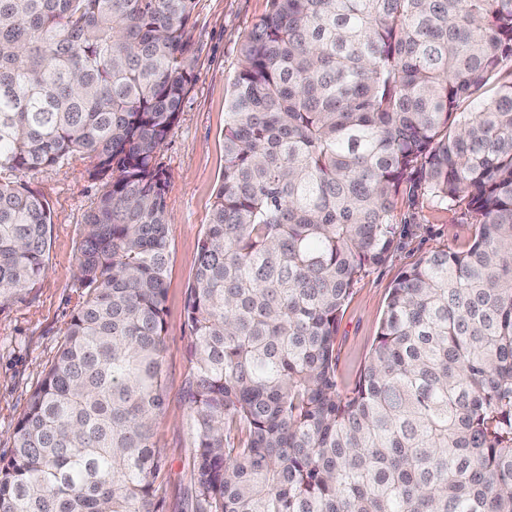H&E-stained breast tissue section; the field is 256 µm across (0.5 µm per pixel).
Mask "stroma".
I'll return each instance as SVG.
<instances>
[{
	"mask_svg": "<svg viewBox=\"0 0 512 512\" xmlns=\"http://www.w3.org/2000/svg\"><path fill=\"white\" fill-rule=\"evenodd\" d=\"M270 0H195L190 35L195 65L179 119L158 161L169 174V264L166 279L165 403L152 441L166 466L160 477L164 512H191L193 438L187 394L191 381L190 336L185 319L198 240L224 172V112L239 67L244 36L265 16ZM83 162L45 169L30 183L47 201L51 237L48 271L34 288L0 308V457L27 401L55 355L80 294L73 275L75 253L87 213L103 189ZM396 237L390 257L358 279L338 326L337 381L350 391L373 347L389 292L397 278L440 250L463 251L476 226L462 204H437L403 186L393 212Z\"/></svg>",
	"mask_w": 512,
	"mask_h": 512,
	"instance_id": "obj_1",
	"label": "stroma"
}]
</instances>
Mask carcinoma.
Returning <instances> with one entry per match:
<instances>
[{
  "label": "carcinoma",
  "mask_w": 512,
  "mask_h": 512,
  "mask_svg": "<svg viewBox=\"0 0 512 512\" xmlns=\"http://www.w3.org/2000/svg\"><path fill=\"white\" fill-rule=\"evenodd\" d=\"M194 2L0 0V307L46 273L51 215L26 178L79 158L105 181L0 512H161L158 153ZM270 2L241 43L185 303L193 512H512V0ZM410 179L478 231L401 274L342 396L340 315Z\"/></svg>",
  "instance_id": "obj_1"
}]
</instances>
